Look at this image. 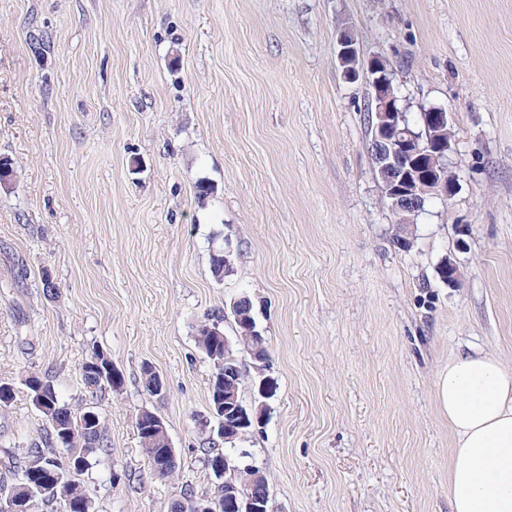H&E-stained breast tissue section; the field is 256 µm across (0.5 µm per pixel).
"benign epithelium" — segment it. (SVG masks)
I'll list each match as a JSON object with an SVG mask.
<instances>
[{
  "label": "benign epithelium",
  "instance_id": "benign-epithelium-1",
  "mask_svg": "<svg viewBox=\"0 0 512 512\" xmlns=\"http://www.w3.org/2000/svg\"><path fill=\"white\" fill-rule=\"evenodd\" d=\"M337 45L344 78L354 80L364 72L372 88L367 104L372 160L390 207L417 214L424 210L428 198L451 199L458 190L457 177L448 160L453 145V138L448 136V129L453 127L451 113L433 107L420 113L422 123L410 120L409 105L398 96L386 60L381 56L361 59L357 39L346 28L338 32ZM439 275L448 287L459 285L460 269L456 261L450 258L443 261ZM230 311L233 321L242 326V335L249 337L256 347L235 355L231 341L224 338V364L242 365L248 359L252 361L253 368L262 375L257 392L263 398L259 402V407L263 408L270 386L269 379L263 376L267 364V354L263 353L264 335L252 319L241 314V307L232 306ZM220 411V422L211 426V432H219L225 441L242 437L251 427L263 424L264 412H248L227 397ZM244 455L243 449L236 455L231 449H224V466L219 470V478L224 485L225 509L227 512H268L269 498L258 492L263 473L250 464L239 462L238 458Z\"/></svg>",
  "mask_w": 512,
  "mask_h": 512
}]
</instances>
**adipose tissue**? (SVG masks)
Here are the masks:
<instances>
[{"label":"adipose tissue","mask_w":512,"mask_h":512,"mask_svg":"<svg viewBox=\"0 0 512 512\" xmlns=\"http://www.w3.org/2000/svg\"><path fill=\"white\" fill-rule=\"evenodd\" d=\"M435 400L455 435L452 512H512V371L488 354L458 357L439 374Z\"/></svg>","instance_id":"1"}]
</instances>
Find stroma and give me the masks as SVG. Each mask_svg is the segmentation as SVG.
I'll use <instances>...</instances> for the list:
<instances>
[{
	"instance_id": "stroma-1",
	"label": "stroma",
	"mask_w": 512,
	"mask_h": 512,
	"mask_svg": "<svg viewBox=\"0 0 512 512\" xmlns=\"http://www.w3.org/2000/svg\"><path fill=\"white\" fill-rule=\"evenodd\" d=\"M342 26L412 112L454 119L459 190L427 203L409 249L369 152L371 88L337 65ZM1 157L0 458L46 429L25 378L84 407L80 365L100 350L123 384L99 403L110 448L81 476L95 512L210 495L194 329L243 293L271 397L235 445L269 512H450L437 374L474 351L512 369V0H0ZM143 409L167 427L170 477L141 455Z\"/></svg>"
}]
</instances>
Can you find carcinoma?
<instances>
[{"instance_id":"carcinoma-1","label":"carcinoma","mask_w":512,"mask_h":512,"mask_svg":"<svg viewBox=\"0 0 512 512\" xmlns=\"http://www.w3.org/2000/svg\"><path fill=\"white\" fill-rule=\"evenodd\" d=\"M221 322L213 319L196 328L195 341L198 348L213 364V373L208 388V406L224 398V380L218 374L224 372L220 360L224 356V337ZM97 362L100 369L80 368V376L85 390L91 394H103L117 390L112 384V360L97 352L87 362ZM25 385L31 400L38 402L36 409L47 424L44 444H32L19 453L7 455L0 462L4 470L14 479L0 481V501H12L32 505L30 512H92V503L78 476L89 465L90 459L105 452L108 437L103 422L96 419L85 422L87 409L74 412L62 401L51 380L31 375ZM141 452L147 463H157L168 452L163 432L146 434L138 429ZM70 451L68 461H62L57 448ZM184 502L200 512H225L224 496L212 495L204 498L187 496Z\"/></svg>"}]
</instances>
